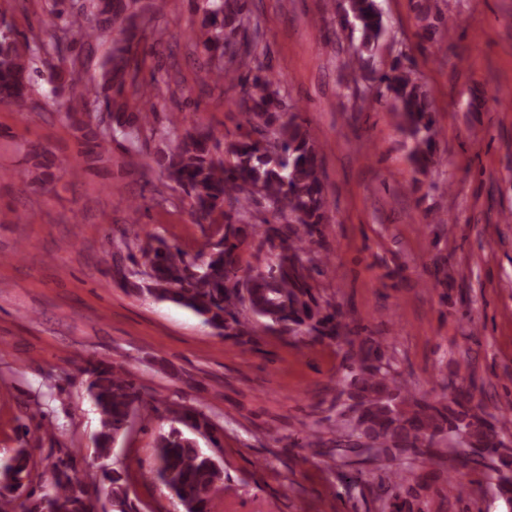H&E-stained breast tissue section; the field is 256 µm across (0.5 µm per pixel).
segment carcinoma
Masks as SVG:
<instances>
[{"mask_svg":"<svg viewBox=\"0 0 512 512\" xmlns=\"http://www.w3.org/2000/svg\"><path fill=\"white\" fill-rule=\"evenodd\" d=\"M44 2L58 26L48 42L23 37L0 18V104L20 111L26 107L40 77L32 67L37 54L65 64L50 80L62 87L79 85L82 60L77 43L116 31L112 51L100 66V87L74 92L64 105V116L81 141L84 162L108 160L116 134L137 138L151 124L162 100L156 76H151L150 85L139 79L145 17L136 12L138 0H84L76 11L67 9L66 0ZM344 2L338 24L360 34L359 48L343 63L354 77L369 68L365 54L382 37L384 21L376 0ZM248 4L249 0H205L202 30L194 35L196 48L207 58L208 72L240 88L238 107L245 130L222 141L210 129L183 130L173 120L164 131L172 145L157 159L167 179L189 198L194 223L213 233L188 259L160 235L142 237L137 230L126 229L121 244L131 267L115 268L112 280L137 294L193 311L222 338L248 343L260 324L284 336L358 346L353 363L344 367L341 408L328 431L310 429L305 446L328 444L332 455L350 465L396 462L392 476L378 485L380 497L394 500L416 494L407 483L411 471L453 457L463 468L488 471L498 495L512 505V451L502 429L489 420L475 388L450 379L438 397L416 392L400 380L387 346L371 337L355 344L357 331L334 305L321 300L315 276L326 256L310 248L321 244L323 225L328 223L320 153L307 126L289 112L280 79L260 61L259 23H251ZM419 21L424 37H431L443 21L438 0H422ZM380 83L381 96L410 142L418 182L437 164L432 101L398 58L380 76ZM128 93L140 99L135 112L126 111L122 102ZM100 111L106 113L107 124L87 120ZM221 146L224 152L219 155ZM56 169L52 153L35 147L29 151L28 165L12 177L37 188L52 182ZM262 203L270 217L258 224L255 208ZM250 238L258 241L257 251L267 252L261 267L244 263L241 246ZM86 374L88 395L99 413L91 447L98 456L108 457L134 418H150L153 407L140 385L107 363L89 364ZM168 412L184 429L173 427L157 435L156 479L182 512H210L209 495L224 479V468L217 456L200 448L199 439L221 447L220 428L198 407L172 402ZM75 466V457L60 449L53 457L51 477L35 485L29 449H13L0 459V512H14L21 495L25 512H93L92 489L109 496L112 512H140L130 498L125 468L105 471L102 483L96 484L79 479Z\"/></svg>","mask_w":512,"mask_h":512,"instance_id":"1","label":"carcinoma"}]
</instances>
